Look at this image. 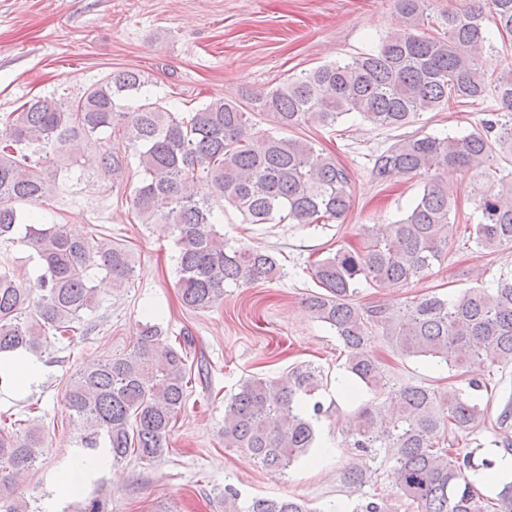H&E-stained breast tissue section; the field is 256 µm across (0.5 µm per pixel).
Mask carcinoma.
Here are the masks:
<instances>
[{"instance_id": "obj_1", "label": "carcinoma", "mask_w": 512, "mask_h": 512, "mask_svg": "<svg viewBox=\"0 0 512 512\" xmlns=\"http://www.w3.org/2000/svg\"><path fill=\"white\" fill-rule=\"evenodd\" d=\"M407 24L385 36L374 53L325 64L287 78L260 100L272 128L253 130L242 105L214 99L179 118L150 96L136 70H115L79 99L37 98L0 115V239L25 225L22 242L33 251L38 274L17 281L9 259L0 261V354L36 351L52 337L76 331L81 314L99 305L95 279L116 289L134 276L129 251L104 237L46 226L19 204L36 205L61 180L124 178V157L108 149L95 166L81 159L102 134L117 135L132 151L142 180L132 200L141 224L174 234L181 305L204 312L224 301V289L269 282L281 273L274 254L235 246L215 229V207L235 208L248 224H328L345 217L352 196L347 170L336 159L281 131L301 125L332 127L356 114L379 128H402L423 112L448 104L494 98L499 118L484 130L444 138L417 133L374 155L376 179L420 177L423 189L409 210L380 234L363 224L359 249L345 247L315 261L320 288L305 298L318 321L335 330L346 352L345 369L373 398L347 417L345 441L358 457L345 470L351 512H512V481L485 506L470 479L472 453L452 451L461 438L487 428L488 407L476 392L485 384L446 391L408 381L394 386L371 347L380 328L403 358L430 357L462 371L512 364V281L467 288L451 297L425 294L394 314L380 301H357L358 286L405 284L442 261L457 232V196L429 177L453 167L471 174L470 197L479 213L469 238L480 249L512 245V178L494 169L495 147H512V70L490 68L493 52L484 15L501 35H512V0H472L444 11L441 29L420 31L431 0H395ZM162 340L159 326L141 327L133 348L94 359L68 380L66 407L81 445L110 449L112 461L134 456L153 462L188 399L192 381L186 346ZM324 373L301 363L275 378L251 376L224 405V447L237 448L268 468L286 469L306 456L317 425L333 416L320 391ZM506 404L495 445L512 454ZM45 448L43 427L0 418V512H27L18 477ZM385 475L391 494L363 488ZM224 512H317L296 498L254 497L224 489Z\"/></svg>"}]
</instances>
